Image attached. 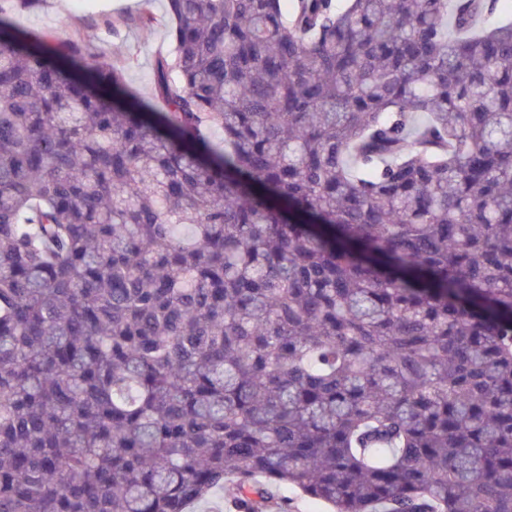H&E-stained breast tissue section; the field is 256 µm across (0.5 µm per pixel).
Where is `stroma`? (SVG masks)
I'll return each mask as SVG.
<instances>
[{
	"instance_id": "obj_1",
	"label": "stroma",
	"mask_w": 512,
	"mask_h": 512,
	"mask_svg": "<svg viewBox=\"0 0 512 512\" xmlns=\"http://www.w3.org/2000/svg\"><path fill=\"white\" fill-rule=\"evenodd\" d=\"M165 10V0H45L39 8L14 12L13 21L23 31L78 36L92 56L123 66L128 86L148 98L155 60L170 48ZM146 12L160 17V24L143 28Z\"/></svg>"
}]
</instances>
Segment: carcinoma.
<instances>
[{"mask_svg": "<svg viewBox=\"0 0 512 512\" xmlns=\"http://www.w3.org/2000/svg\"><path fill=\"white\" fill-rule=\"evenodd\" d=\"M37 4L0 6V512H512L501 0H167L163 111ZM288 496L292 504V512H333V507L322 501L311 500L303 496L298 490L288 487L282 491ZM227 489L213 492L206 500L194 504L191 507L193 512H236L231 505Z\"/></svg>", "mask_w": 512, "mask_h": 512, "instance_id": "obj_1", "label": "carcinoma"}]
</instances>
